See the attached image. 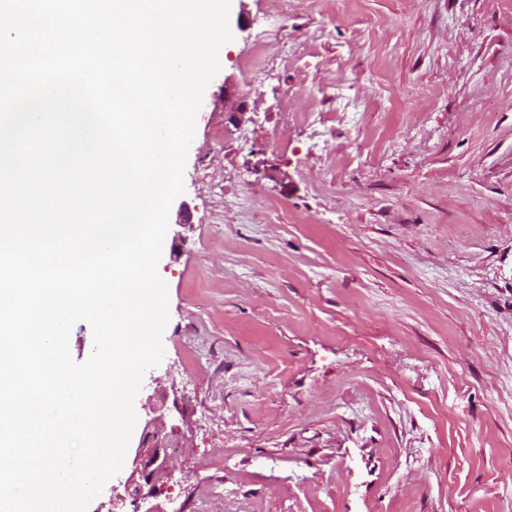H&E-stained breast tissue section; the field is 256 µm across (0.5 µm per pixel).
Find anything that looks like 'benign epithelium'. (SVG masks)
Segmentation results:
<instances>
[{"label": "benign epithelium", "mask_w": 512, "mask_h": 512, "mask_svg": "<svg viewBox=\"0 0 512 512\" xmlns=\"http://www.w3.org/2000/svg\"><path fill=\"white\" fill-rule=\"evenodd\" d=\"M165 430L163 407H149L139 444L134 450L131 473L125 483V492L135 501L148 498L144 488L152 485L167 468V445L160 438Z\"/></svg>", "instance_id": "1"}]
</instances>
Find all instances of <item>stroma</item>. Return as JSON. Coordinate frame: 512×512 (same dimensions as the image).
Masks as SVG:
<instances>
[{
	"mask_svg": "<svg viewBox=\"0 0 512 512\" xmlns=\"http://www.w3.org/2000/svg\"><path fill=\"white\" fill-rule=\"evenodd\" d=\"M262 8L231 0L157 264L134 408L180 430L148 505L512 512V0ZM336 80L355 121L280 124ZM265 44L262 40H258L249 55L240 59L239 66L241 70L256 82L257 79H262L264 73V58H265Z\"/></svg>",
	"mask_w": 512,
	"mask_h": 512,
	"instance_id": "obj_1",
	"label": "stroma"
}]
</instances>
